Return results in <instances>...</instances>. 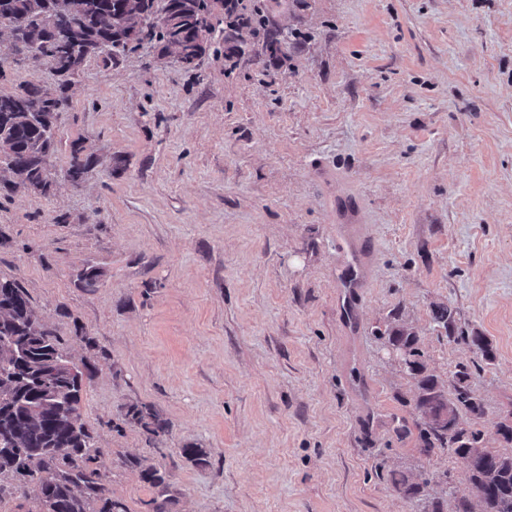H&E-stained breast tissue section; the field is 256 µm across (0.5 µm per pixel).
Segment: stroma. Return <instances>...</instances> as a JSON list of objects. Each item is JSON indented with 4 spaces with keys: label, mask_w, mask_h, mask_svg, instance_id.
<instances>
[{
    "label": "stroma",
    "mask_w": 512,
    "mask_h": 512,
    "mask_svg": "<svg viewBox=\"0 0 512 512\" xmlns=\"http://www.w3.org/2000/svg\"><path fill=\"white\" fill-rule=\"evenodd\" d=\"M268 16L299 35L274 58L251 40L187 68L146 42L87 62L52 173L77 144L95 162L79 187L0 194V276L93 369L80 412L128 512H423L394 471L472 497L460 459L423 453L416 381L378 333L411 329L444 386L467 366L485 413L461 423L512 454V0H269ZM10 44L0 27L2 94L52 69ZM348 193L371 233L353 334L336 306L357 270L336 245ZM132 404L168 433L126 424ZM133 457L166 471L165 499Z\"/></svg>",
    "instance_id": "obj_1"
}]
</instances>
